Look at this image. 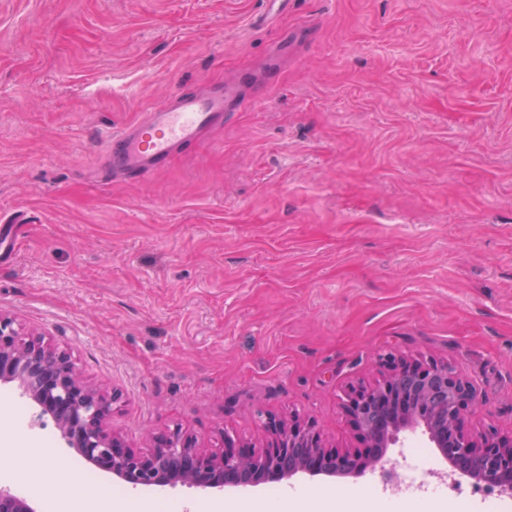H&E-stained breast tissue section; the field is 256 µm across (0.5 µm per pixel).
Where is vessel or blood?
Segmentation results:
<instances>
[{
	"label": "vessel or blood",
	"instance_id": "1",
	"mask_svg": "<svg viewBox=\"0 0 512 512\" xmlns=\"http://www.w3.org/2000/svg\"><path fill=\"white\" fill-rule=\"evenodd\" d=\"M226 104L227 93L222 89L174 95L112 135L110 171L137 178L165 170L188 147L223 128Z\"/></svg>",
	"mask_w": 512,
	"mask_h": 512
}]
</instances>
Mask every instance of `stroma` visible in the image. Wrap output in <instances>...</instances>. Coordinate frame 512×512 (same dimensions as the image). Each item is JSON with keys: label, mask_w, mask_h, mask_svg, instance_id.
Listing matches in <instances>:
<instances>
[{"label": "stroma", "mask_w": 512, "mask_h": 512, "mask_svg": "<svg viewBox=\"0 0 512 512\" xmlns=\"http://www.w3.org/2000/svg\"><path fill=\"white\" fill-rule=\"evenodd\" d=\"M0 0V310L118 391L111 427L266 444L258 412L358 448L340 398L394 352L486 396L512 431V0ZM242 101L164 171L115 183L109 133L175 91ZM0 381V486L64 512L91 465ZM67 481L51 493L41 469ZM92 470V469H91ZM395 512L375 474L138 495L246 512Z\"/></svg>", "instance_id": "35a3bbf8"}]
</instances>
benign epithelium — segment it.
Instances as JSON below:
<instances>
[{"label": "benign epithelium", "mask_w": 512, "mask_h": 512, "mask_svg": "<svg viewBox=\"0 0 512 512\" xmlns=\"http://www.w3.org/2000/svg\"><path fill=\"white\" fill-rule=\"evenodd\" d=\"M374 385L351 386L342 405L364 448L327 445L312 420L266 415L268 435L256 452L224 432V448L207 451L175 428L149 433L151 449L131 448L110 427L113 392L87 384L69 352L45 341L35 329L0 311V380L22 379L41 413L52 416L70 446L98 469L133 486L177 483L201 488L257 485L265 480L342 477L381 463L398 433L423 427L448 470L477 483L512 492V433L489 428L478 436L464 430L467 415L486 405L484 395L446 364L379 354ZM0 512H34L27 500L0 488Z\"/></svg>", "instance_id": "7a95c632"}]
</instances>
